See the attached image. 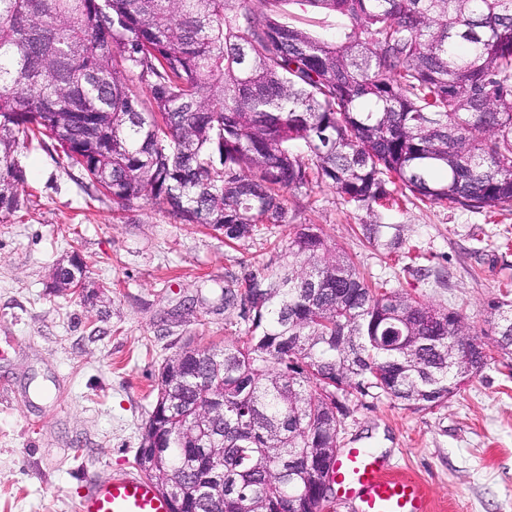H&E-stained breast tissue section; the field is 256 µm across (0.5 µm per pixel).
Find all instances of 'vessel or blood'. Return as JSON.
I'll list each match as a JSON object with an SVG mask.
<instances>
[{
    "label": "vessel or blood",
    "mask_w": 512,
    "mask_h": 512,
    "mask_svg": "<svg viewBox=\"0 0 512 512\" xmlns=\"http://www.w3.org/2000/svg\"><path fill=\"white\" fill-rule=\"evenodd\" d=\"M385 456L365 448L342 449L331 471L336 498L352 512H428L421 483L392 476ZM77 512H171L169 501L138 471L89 474Z\"/></svg>",
    "instance_id": "obj_1"
}]
</instances>
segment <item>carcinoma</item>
<instances>
[{"instance_id":"obj_1","label":"carcinoma","mask_w":512,"mask_h":512,"mask_svg":"<svg viewBox=\"0 0 512 512\" xmlns=\"http://www.w3.org/2000/svg\"><path fill=\"white\" fill-rule=\"evenodd\" d=\"M290 3L341 17L339 38L291 25ZM47 139L114 209L230 243L313 182L368 208L512 211V0H0V215L28 202L16 148ZM288 257L224 290L245 335L162 366L179 379L149 422L170 448L136 463L198 512H322L352 403L433 408L477 376L458 312L373 285L314 225ZM70 260L58 292L86 288ZM491 318L509 357L512 303ZM216 471L224 501L202 503Z\"/></svg>"}]
</instances>
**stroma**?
<instances>
[{"mask_svg": "<svg viewBox=\"0 0 512 512\" xmlns=\"http://www.w3.org/2000/svg\"><path fill=\"white\" fill-rule=\"evenodd\" d=\"M14 157L29 203L0 221V381L17 393L0 396V512H76L87 473L134 467L163 362L244 335L224 290L287 262L293 225L319 227L368 278L459 312L486 343L491 305L512 301V211L414 199L369 211L312 183L286 191L284 223L229 246L157 206L115 212L39 144ZM369 223L397 228L409 261L364 241ZM75 253L88 300L48 288ZM339 445L387 449L396 472L424 485L429 512H512V368L489 362L432 409L365 399Z\"/></svg>", "mask_w": 512, "mask_h": 512, "instance_id": "35a3bbf8", "label": "stroma"}]
</instances>
